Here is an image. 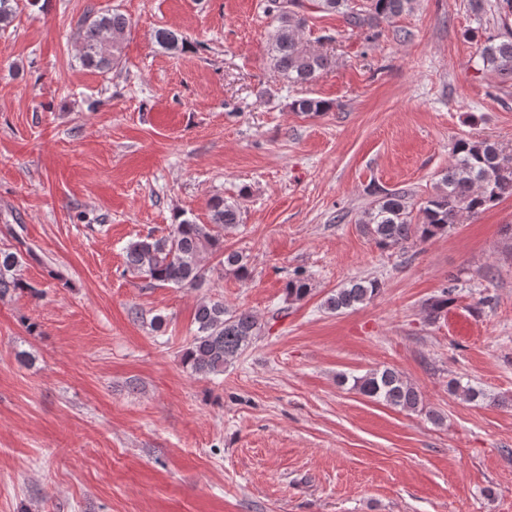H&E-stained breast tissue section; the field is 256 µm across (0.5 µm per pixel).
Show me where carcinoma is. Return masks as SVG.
<instances>
[{
  "instance_id": "1",
  "label": "carcinoma",
  "mask_w": 512,
  "mask_h": 512,
  "mask_svg": "<svg viewBox=\"0 0 512 512\" xmlns=\"http://www.w3.org/2000/svg\"><path fill=\"white\" fill-rule=\"evenodd\" d=\"M276 25L270 32L273 67L295 83L314 81L331 60L307 49L299 29L304 21L299 11L305 0H272ZM316 8L340 13L355 28L377 26L382 19L396 17L411 8L412 0H369L358 9L353 0H312ZM34 6L38 0H0V26L7 27L21 10V4ZM127 18L119 13H88L77 25L79 60L82 66L101 72L119 63ZM158 45L169 51L183 48L184 37L170 29L155 32ZM482 65L503 76H512V30L488 36L479 43ZM294 109L306 115H318L329 109L320 99L306 98L294 103ZM452 162L441 177L437 192L419 207L403 192H387L364 212L363 232L380 248L405 247L412 240L425 242L448 233L459 214L478 215L489 205L512 195V158L495 145L458 139L451 149ZM210 223L183 220L170 226L167 234H151L132 242L126 250L127 270L142 274L160 285L178 288H202L216 274L231 271L238 278L251 276L243 254L224 250V231L240 223L237 201L214 197L209 202ZM218 259L209 266L206 258ZM20 258L16 252L0 251V296L25 287L17 273ZM381 285L374 279L350 280L336 289L324 302L331 313H343L371 301ZM288 297L300 301L311 294L310 280L296 273L286 283ZM194 323L196 334L183 354V364L196 376L220 375L224 365L240 356L260 333L256 316L248 310L229 312L224 302L204 298L198 303ZM353 388L371 401L401 411H415L422 403L421 391L405 381L394 369H374L353 377Z\"/></svg>"
}]
</instances>
